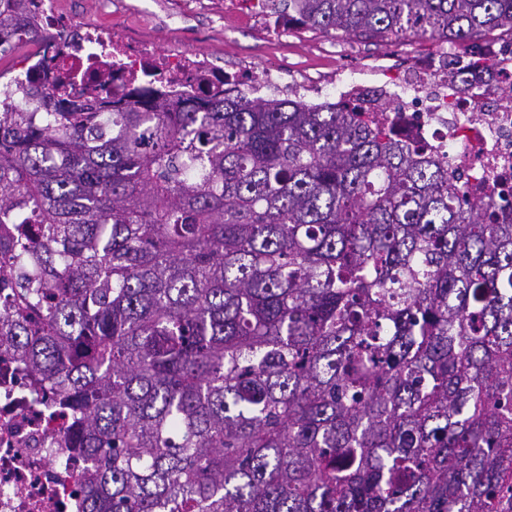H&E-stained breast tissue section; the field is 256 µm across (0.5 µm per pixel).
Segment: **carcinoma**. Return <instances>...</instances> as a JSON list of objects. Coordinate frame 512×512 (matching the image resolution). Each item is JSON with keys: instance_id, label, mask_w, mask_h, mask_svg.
Masks as SVG:
<instances>
[{"instance_id": "1", "label": "carcinoma", "mask_w": 512, "mask_h": 512, "mask_svg": "<svg viewBox=\"0 0 512 512\" xmlns=\"http://www.w3.org/2000/svg\"><path fill=\"white\" fill-rule=\"evenodd\" d=\"M26 0L0 11L23 40ZM512 38V0H288ZM512 68L463 58L466 70ZM0 347L71 411L84 512H512V185L358 103L0 96Z\"/></svg>"}]
</instances>
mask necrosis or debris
<instances>
[{
	"mask_svg": "<svg viewBox=\"0 0 512 512\" xmlns=\"http://www.w3.org/2000/svg\"><path fill=\"white\" fill-rule=\"evenodd\" d=\"M241 18L254 25L274 23L282 30L295 17L278 11L277 0H230ZM36 13L50 37L36 53L18 58L13 79L39 83L43 90L66 77L75 96L110 100L129 87L159 92L176 106L187 95L204 96L221 85L235 91L274 89L280 70L243 76L201 61L183 50L159 51L119 38L106 29H88L59 16L54 0H36ZM407 135H421L449 162L464 161L482 177L481 193H490L497 177L512 171V100L503 90L512 75L473 72L449 75L444 59L414 57L405 76H392ZM68 415L51 400L37 398L33 382L7 353H0V512H82L77 485L89 465L65 447Z\"/></svg>",
	"mask_w": 512,
	"mask_h": 512,
	"instance_id": "4bbe7bcc",
	"label": "necrosis or debris"
}]
</instances>
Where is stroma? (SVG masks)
I'll use <instances>...</instances> for the list:
<instances>
[{
	"mask_svg": "<svg viewBox=\"0 0 512 512\" xmlns=\"http://www.w3.org/2000/svg\"><path fill=\"white\" fill-rule=\"evenodd\" d=\"M178 0H56L63 15L78 17L90 25L111 26L130 39L150 43L165 50L180 45L203 53L215 63L242 69H260L268 65L286 70L279 89L286 96L296 83L310 78L324 84L334 83L342 56L348 55L365 68V77L373 85L385 82L377 68L387 65L394 50L445 55L448 44L414 37L401 44H370L338 33L326 34L295 29L270 41L263 30L239 24L225 15V0H200L191 20L166 24L167 15L175 11Z\"/></svg>",
	"mask_w": 512,
	"mask_h": 512,
	"instance_id": "35a3bbf8",
	"label": "stroma"
}]
</instances>
